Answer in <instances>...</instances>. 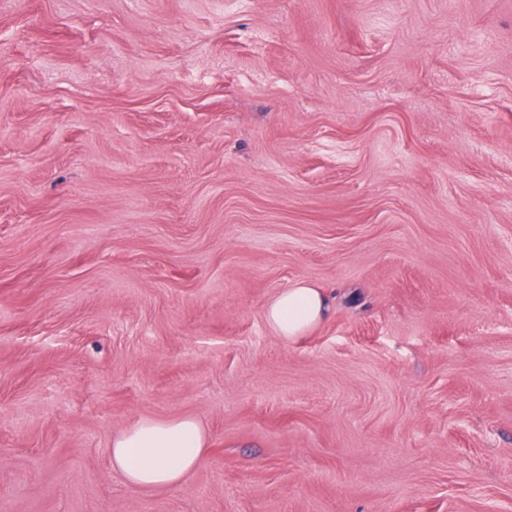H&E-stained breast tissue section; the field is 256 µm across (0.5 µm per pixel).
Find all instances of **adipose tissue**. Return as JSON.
<instances>
[{"mask_svg": "<svg viewBox=\"0 0 512 512\" xmlns=\"http://www.w3.org/2000/svg\"><path fill=\"white\" fill-rule=\"evenodd\" d=\"M325 313L320 290L300 281L268 304L264 318L277 336L290 340L321 321ZM207 446V433L196 419L144 418L113 437L112 466L133 487H177L202 465Z\"/></svg>", "mask_w": 512, "mask_h": 512, "instance_id": "obj_1", "label": "adipose tissue"}]
</instances>
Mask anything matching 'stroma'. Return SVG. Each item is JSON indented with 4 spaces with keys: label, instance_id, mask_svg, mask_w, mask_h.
<instances>
[{
    "label": "stroma",
    "instance_id": "stroma-1",
    "mask_svg": "<svg viewBox=\"0 0 512 512\" xmlns=\"http://www.w3.org/2000/svg\"><path fill=\"white\" fill-rule=\"evenodd\" d=\"M0 512H512V0H0ZM325 313L326 300L320 290L300 281L268 304L264 318L277 336L290 340L321 321ZM207 447L196 419L143 418L112 438V466L133 487H178L202 465Z\"/></svg>",
    "mask_w": 512,
    "mask_h": 512
}]
</instances>
